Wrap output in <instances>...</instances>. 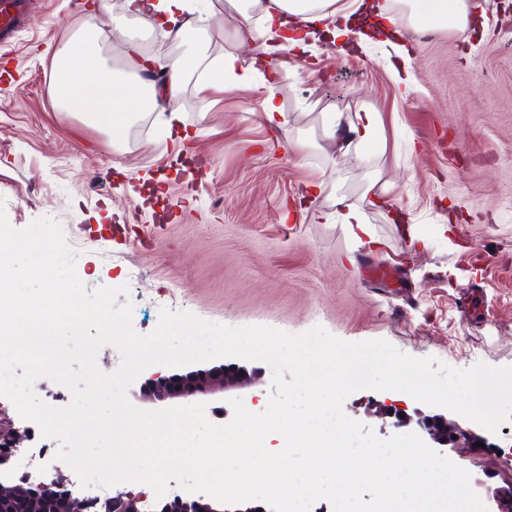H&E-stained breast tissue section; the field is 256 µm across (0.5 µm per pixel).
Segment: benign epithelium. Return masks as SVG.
Listing matches in <instances>:
<instances>
[{"label":"benign epithelium","mask_w":512,"mask_h":512,"mask_svg":"<svg viewBox=\"0 0 512 512\" xmlns=\"http://www.w3.org/2000/svg\"><path fill=\"white\" fill-rule=\"evenodd\" d=\"M254 374L236 364H219L208 369L191 370L171 375L154 374L141 385L144 396L160 401L179 403L200 400L207 402L232 395L241 397V391L255 383ZM421 431L432 443L460 447V442L475 447L478 442L471 432L463 430L443 417L423 418ZM26 438L13 428H4L0 422V441L17 450ZM497 475L506 483L491 491L494 510L512 512V448L498 456ZM0 512H268L255 505L244 510L230 511L224 504L201 493L169 491L161 498L149 497L143 492L122 490L103 499L74 494L68 489V478L57 464L36 467L14 480L0 472Z\"/></svg>","instance_id":"7a95c632"}]
</instances>
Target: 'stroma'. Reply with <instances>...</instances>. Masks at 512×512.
<instances>
[{
    "label": "stroma",
    "instance_id": "obj_1",
    "mask_svg": "<svg viewBox=\"0 0 512 512\" xmlns=\"http://www.w3.org/2000/svg\"><path fill=\"white\" fill-rule=\"evenodd\" d=\"M33 3L0 69V198L14 228L58 223L79 279L119 289L138 334L167 309L293 334L319 325L456 369L512 366V0H471L464 31L414 21L393 39L359 11L364 41L283 48L280 126L262 121L251 88L212 84L225 56L243 70L253 54L237 46L228 0H202L201 63L176 125L145 113L117 137L53 100L59 51L93 25L110 32L105 61L131 72L133 48L163 65L183 46L128 14L126 0ZM330 112L378 113L379 141L339 153ZM373 179L383 204L364 198ZM337 198L361 211L366 235L333 217ZM378 263L387 277L369 276ZM343 411L383 439L440 413L371 390Z\"/></svg>",
    "mask_w": 512,
    "mask_h": 512
}]
</instances>
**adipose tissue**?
Masks as SVG:
<instances>
[{"label":"adipose tissue","mask_w":512,"mask_h":512,"mask_svg":"<svg viewBox=\"0 0 512 512\" xmlns=\"http://www.w3.org/2000/svg\"><path fill=\"white\" fill-rule=\"evenodd\" d=\"M242 21L235 32L243 46L259 44L257 63L263 68L277 65L279 31L298 28L307 23L323 29V38L343 44L358 37L359 32L347 10L337 0H231ZM400 15L389 17L390 25L401 21L420 20L429 28L462 31L470 23L467 0H405ZM128 12L149 19L153 30L163 40L193 49L196 42V10L191 0H127ZM107 38L103 28L83 33L71 50L57 59L50 94L72 112L80 113L111 134H122L141 113H154L157 120L173 125L177 119L172 107L179 99L190 67L188 57L181 56L167 64V77L162 84L152 79L131 77L104 64L100 45ZM329 132L345 128L341 151L366 147L374 143L380 130L377 114L364 113L358 122L345 123L342 113L327 116Z\"/></svg>","instance_id":"adipose-tissue-1"}]
</instances>
